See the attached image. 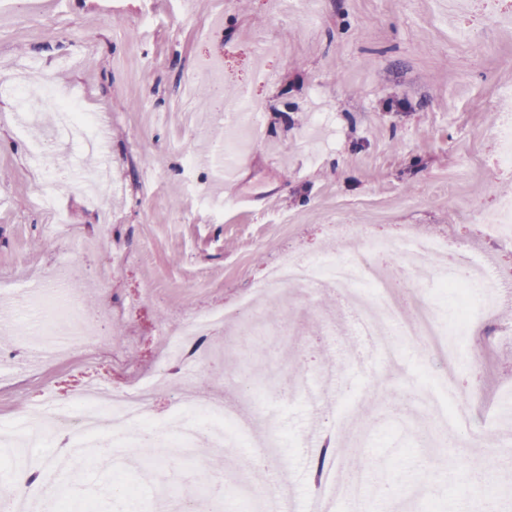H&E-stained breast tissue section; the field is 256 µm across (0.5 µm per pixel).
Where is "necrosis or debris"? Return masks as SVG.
I'll return each mask as SVG.
<instances>
[{"mask_svg": "<svg viewBox=\"0 0 512 512\" xmlns=\"http://www.w3.org/2000/svg\"><path fill=\"white\" fill-rule=\"evenodd\" d=\"M13 93L18 111L28 113L31 118H39L47 109L54 112L55 128L61 137L94 148L102 141L96 114L83 111L78 94L59 95L51 79H41L34 86L18 83ZM330 231L336 247L311 256L291 251L282 253L240 306L190 315L168 338L172 346L170 358H181L186 345L224 326L253 331L262 322L265 302L278 298L287 288L305 292L334 290L349 304L354 333L362 336L379 355H392L399 343L410 341L447 353L444 324L418 287L421 270L435 260L443 265L444 287L458 291L461 300H468L472 284L487 288L490 297L483 307L484 316H491L494 311V293L512 295V273L493 266L481 252L452 235L408 232L396 238L382 237L367 224H334ZM352 241L358 242V250L348 259H341L340 246ZM397 247L402 250L400 272L412 287L404 307L392 291L390 273L380 263L381 255L392 253ZM39 311V335L53 342L52 359L90 348L101 353L112 344L111 337L99 329L100 323L107 321L108 311H101L94 318L87 317L71 289L65 288L61 273L52 274ZM165 383L163 375L145 372L127 390L106 393L101 384L93 382L71 404L56 406L48 414L43 411L42 401H33L27 409L29 429L9 438L0 436V446L23 447L47 438L54 431H68L71 454L52 462L45 469L42 482L46 489L61 488L74 468L98 463L101 430H111L117 448L135 444L141 434H152L154 449L171 452L179 461L192 462L196 459L194 447L198 439H208L211 446L220 448L226 437L241 438L252 424L237 409L212 405L201 408L192 422H184L180 412L195 406L196 395L195 389L187 384L183 387L180 410L172 415L174 429H156L149 417L150 401ZM349 423V416L341 417L336 452L323 473L324 491L309 504V512H335L337 501L357 498L363 491L364 475L348 478L343 471V453L352 435Z\"/></svg>", "mask_w": 512, "mask_h": 512, "instance_id": "1", "label": "necrosis or debris"}]
</instances>
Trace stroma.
Segmentation results:
<instances>
[{"mask_svg":"<svg viewBox=\"0 0 512 512\" xmlns=\"http://www.w3.org/2000/svg\"><path fill=\"white\" fill-rule=\"evenodd\" d=\"M466 25L449 17L448 0H196L189 13L180 0H29L25 12L0 11V318L22 314L10 289L62 267L81 305L109 310L112 338L89 375L82 354L45 367L29 358L33 336L0 331V427H15L43 392L68 403L93 375L126 389L191 312L233 306L283 251H325L332 224H372L386 235L405 226L450 231L512 271V249L489 244L477 214L512 186V172L493 168L500 143L489 129L494 111L512 106L501 94L512 86V0L474 40L459 36ZM205 62L221 63L226 100L262 105L260 135L245 138L230 182L201 161L225 137L223 118L199 109L212 86ZM23 65L60 94L79 90L84 111L98 114L118 186L107 205L70 188L56 189L52 208L36 205L45 170L33 146L52 157L62 145L47 140L51 118L20 124L10 83ZM190 154L199 159L191 169ZM216 197L227 208L213 209ZM426 291L462 377L475 380L470 427L493 437L512 422V341L496 332L512 327V315L500 308L487 331L457 333L454 295L432 283ZM346 318L335 292L302 299L288 289L264 310L269 336L230 349L223 331L207 338L225 351L222 372L190 359L169 366L149 414L166 426L190 376L200 400L273 415L278 449L268 468L287 470L299 510L319 494L320 449L346 410L368 424V446L347 452L349 473L374 476L360 512H482V493L462 481L474 467L498 484V512H512L502 458L449 446L439 432L423 444L410 431L426 394L454 400L447 361L415 343L391 364L349 335ZM328 360L336 384L318 405L270 391L257 373L302 364L312 376ZM198 455L196 464L148 462L132 448L113 472L73 470L65 495L76 512L88 498L99 512H158L162 501L182 512L201 475L230 502L254 477L247 449L202 445Z\"/></svg>","mask_w":512,"mask_h":512,"instance_id":"stroma-1","label":"stroma"}]
</instances>
